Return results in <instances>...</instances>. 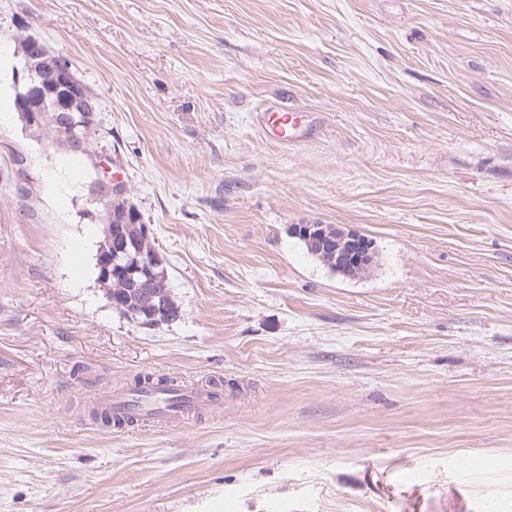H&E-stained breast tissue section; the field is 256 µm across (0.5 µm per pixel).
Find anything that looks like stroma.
Returning a JSON list of instances; mask_svg holds the SVG:
<instances>
[{"label":"stroma","mask_w":512,"mask_h":512,"mask_svg":"<svg viewBox=\"0 0 512 512\" xmlns=\"http://www.w3.org/2000/svg\"><path fill=\"white\" fill-rule=\"evenodd\" d=\"M25 35L95 98L182 317L107 305L89 160L0 124V512H512V0H0L9 100ZM144 373L218 400L91 419ZM274 110L263 112L259 117L261 129L270 137L285 143L298 141L304 135L299 132L300 117L296 112L281 113ZM292 230L294 233L301 234L307 239H322L324 238L323 233L318 231L322 225L320 224H296ZM322 229L329 234L336 235L338 231V237H336V252L343 249L345 245L348 247L347 250L341 252V261H359L363 257L368 260L369 263H374L377 260V253L371 250V247L366 246V241L361 239L360 235L353 233H344L333 224H324Z\"/></svg>","instance_id":"obj_1"}]
</instances>
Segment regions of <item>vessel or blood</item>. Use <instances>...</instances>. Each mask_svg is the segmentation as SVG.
<instances>
[{"label": "vessel or blood", "instance_id": "vessel-or-blood-1", "mask_svg": "<svg viewBox=\"0 0 512 512\" xmlns=\"http://www.w3.org/2000/svg\"><path fill=\"white\" fill-rule=\"evenodd\" d=\"M261 129L270 137L285 143L301 139L298 113H284L278 110L262 113L259 117ZM98 409L107 410L113 418L123 419L129 415L150 414L154 421L164 424L171 419L193 412L207 410L210 400L207 394L193 387L178 388L174 399H167L159 394H142L131 396L118 393L107 396L96 403Z\"/></svg>", "mask_w": 512, "mask_h": 512}]
</instances>
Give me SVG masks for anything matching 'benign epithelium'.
Returning <instances> with one entry per match:
<instances>
[{"instance_id": "benign-epithelium-1", "label": "benign epithelium", "mask_w": 512, "mask_h": 512, "mask_svg": "<svg viewBox=\"0 0 512 512\" xmlns=\"http://www.w3.org/2000/svg\"><path fill=\"white\" fill-rule=\"evenodd\" d=\"M51 57L58 67L60 80L67 86L77 83L71 67L63 57L51 53L45 43L35 38L31 41L26 61L16 70L18 106L26 113L27 128L39 124L41 108L48 102H54V111L61 113L60 132L67 143L78 147L83 139L80 132L88 127V122H96L98 108L96 103L87 97L66 94L59 96L49 89L41 79V60ZM111 156L102 153L95 161L97 176L91 186V197H96L101 190L118 192V182L114 180ZM105 233L111 244V252L98 258L97 267L103 278L125 279L133 283L136 291V306L127 308L120 296L107 295L108 306L125 310L126 315L144 324H159L168 315L165 293L155 288L167 269L163 259L155 252L147 253L140 247V241L149 237L146 224L128 223V215H112L105 225ZM336 250L341 252L342 260L356 262L362 258L373 263L377 253L366 246V241L357 234L338 232Z\"/></svg>"}]
</instances>
